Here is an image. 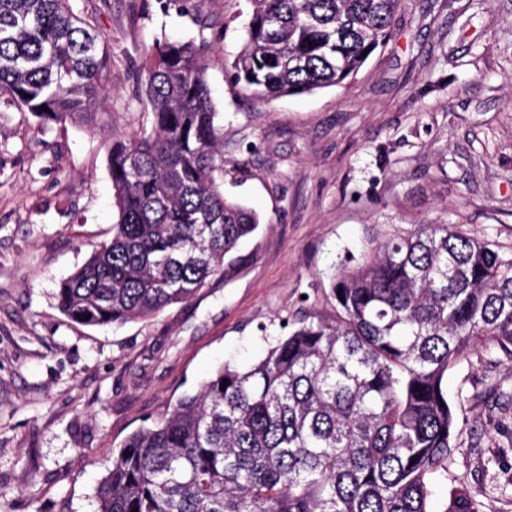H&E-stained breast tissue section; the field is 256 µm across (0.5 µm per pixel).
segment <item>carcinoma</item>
<instances>
[{
    "instance_id": "cac0c4a2",
    "label": "carcinoma",
    "mask_w": 512,
    "mask_h": 512,
    "mask_svg": "<svg viewBox=\"0 0 512 512\" xmlns=\"http://www.w3.org/2000/svg\"><path fill=\"white\" fill-rule=\"evenodd\" d=\"M235 81L267 99L352 79L402 0H251ZM207 44L147 52L151 130L115 137L112 237L58 288L69 320L123 325L235 271L258 214L224 197ZM111 47L72 0H0V103L41 125L100 121ZM254 79H249V76ZM47 109H42V106ZM334 315L302 320L246 369L225 364L112 449L96 512H431L456 418L448 367L512 358V255L446 224L372 239L335 274ZM443 512H479L462 489Z\"/></svg>"
}]
</instances>
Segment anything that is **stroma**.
Returning <instances> with one entry per match:
<instances>
[{"mask_svg": "<svg viewBox=\"0 0 512 512\" xmlns=\"http://www.w3.org/2000/svg\"><path fill=\"white\" fill-rule=\"evenodd\" d=\"M112 46L106 115L41 127L0 104V512H95L112 448L219 365L248 367L300 318L333 315L339 262L370 236L451 224L512 253V0H404L390 40L341 86L267 102L234 83L251 0H75ZM206 41L226 198L260 216L242 270L185 304L88 327L62 280L112 235L113 137L149 126L144 52ZM457 419L432 512L464 486L512 512V360L448 370Z\"/></svg>", "mask_w": 512, "mask_h": 512, "instance_id": "obj_1", "label": "stroma"}]
</instances>
